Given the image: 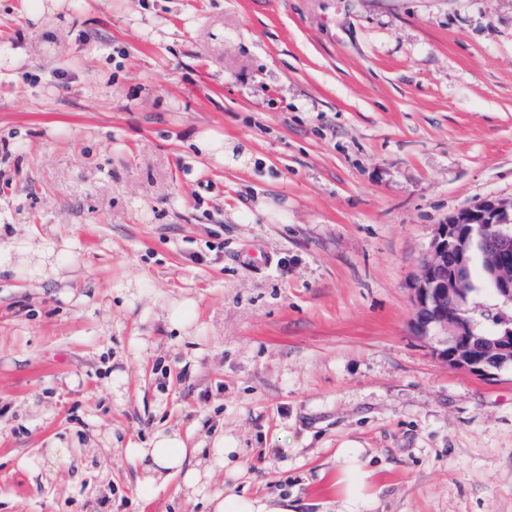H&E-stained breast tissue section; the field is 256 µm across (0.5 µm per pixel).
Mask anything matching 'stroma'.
<instances>
[{"mask_svg": "<svg viewBox=\"0 0 512 512\" xmlns=\"http://www.w3.org/2000/svg\"><path fill=\"white\" fill-rule=\"evenodd\" d=\"M64 2L0 0V244H69L0 272V512H199L116 446L168 426L299 512L349 442L374 512H512V367L412 327L436 226L512 199V0ZM195 143L198 149L209 158H213L218 163H225V147L229 143L224 142V136L208 130L196 135ZM193 452L199 455H205L204 459H198L197 465L206 463V474L223 470L229 474H239L242 470L240 457L242 448L238 447V442L233 437H225L224 432L213 436L211 439H203L193 447Z\"/></svg>", "mask_w": 512, "mask_h": 512, "instance_id": "35a3bbf8", "label": "stroma"}]
</instances>
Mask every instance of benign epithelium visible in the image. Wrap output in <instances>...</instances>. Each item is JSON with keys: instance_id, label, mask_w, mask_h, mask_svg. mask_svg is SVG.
Here are the masks:
<instances>
[{"instance_id": "obj_1", "label": "benign epithelium", "mask_w": 512, "mask_h": 512, "mask_svg": "<svg viewBox=\"0 0 512 512\" xmlns=\"http://www.w3.org/2000/svg\"><path fill=\"white\" fill-rule=\"evenodd\" d=\"M478 236L490 286L505 305L512 306V201L487 199L465 208L437 225L423 255L413 288V328L443 346L448 364L481 377H492L494 363L504 364L512 354V317L491 316L500 328L489 349L473 342L471 321L461 315L457 301L469 267V240Z\"/></svg>"}]
</instances>
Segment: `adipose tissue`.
I'll return each instance as SVG.
<instances>
[{
  "label": "adipose tissue",
  "instance_id": "obj_1",
  "mask_svg": "<svg viewBox=\"0 0 512 512\" xmlns=\"http://www.w3.org/2000/svg\"><path fill=\"white\" fill-rule=\"evenodd\" d=\"M26 263L47 272H56L59 262L56 244L45 239L38 246H31L29 241L15 240L0 245V268H11ZM188 447L178 430H161L154 435L150 447L141 448L129 444L125 452L131 459L139 461L143 466L144 494H151L155 482L163 474L185 472V485L197 488L203 471L223 470L230 474L240 473L242 450L235 438L217 434L212 438L199 441L195 447L197 454L206 460L205 470L186 468ZM367 469L363 459L362 448L356 445L338 449L336 452V485L338 487L336 501L327 503L323 512H373L377 499L372 492ZM210 512H297L294 499L268 494L254 496L232 488L214 494L207 499Z\"/></svg>",
  "mask_w": 512,
  "mask_h": 512
}]
</instances>
